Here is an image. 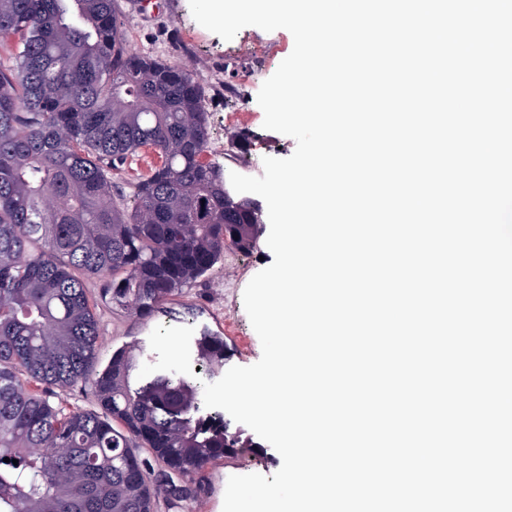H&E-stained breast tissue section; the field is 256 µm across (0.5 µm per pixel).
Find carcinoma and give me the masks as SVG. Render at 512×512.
<instances>
[{"instance_id":"obj_1","label":"carcinoma","mask_w":512,"mask_h":512,"mask_svg":"<svg viewBox=\"0 0 512 512\" xmlns=\"http://www.w3.org/2000/svg\"><path fill=\"white\" fill-rule=\"evenodd\" d=\"M117 0H0V512L177 508L216 460L255 444L201 411L199 388L157 375L134 387L133 351L93 373L99 341L85 280L110 305L164 311L224 258L257 252L263 212L229 194L210 139L203 79L123 44ZM158 162L133 204L111 175L139 152ZM201 366L224 337L201 333ZM93 379L98 409L54 401ZM149 449L143 457L131 440Z\"/></svg>"}]
</instances>
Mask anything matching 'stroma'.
<instances>
[{
    "mask_svg": "<svg viewBox=\"0 0 512 512\" xmlns=\"http://www.w3.org/2000/svg\"><path fill=\"white\" fill-rule=\"evenodd\" d=\"M138 0H117L125 18L123 37L134 53L152 55L197 72L204 80L210 112L211 136L207 157L228 171H242L256 158H286L293 154L292 137L265 129L264 112L257 102L263 82L291 53L294 40L284 29L272 32L255 26L242 28L229 41L199 25L189 0H167L165 8L141 12ZM252 131L254 139L246 153H238L234 136ZM267 244L257 254L245 256L226 248L224 259L195 284L168 301L171 317L139 319L124 310L108 307L102 297L105 279L87 282L88 296L100 320L96 370H103L121 349L138 350L132 373L134 384L158 374L213 382L214 377L199 369L193 343L201 331L223 336L227 350L225 367L250 366L262 354L261 342L243 303V292L251 278L272 264ZM190 312L189 321L177 322V315ZM282 464L279 453L266 441L248 449L243 464L232 468L218 460L205 473L197 498L180 512H222L224 492L230 476L275 474Z\"/></svg>",
    "mask_w": 512,
    "mask_h": 512,
    "instance_id": "obj_1",
    "label": "stroma"
}]
</instances>
